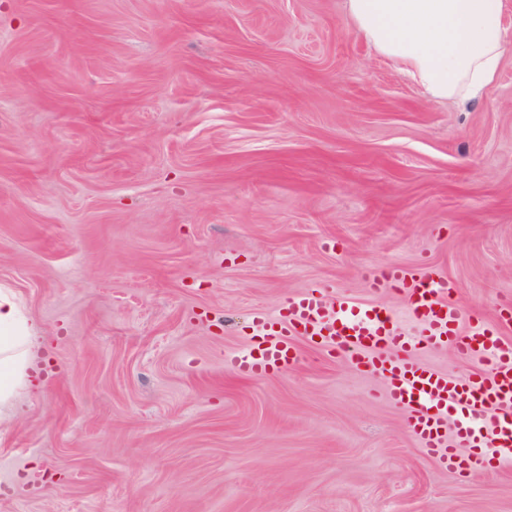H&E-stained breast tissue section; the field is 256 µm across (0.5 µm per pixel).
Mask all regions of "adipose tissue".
<instances>
[{"label": "adipose tissue", "instance_id": "1", "mask_svg": "<svg viewBox=\"0 0 512 512\" xmlns=\"http://www.w3.org/2000/svg\"><path fill=\"white\" fill-rule=\"evenodd\" d=\"M506 0H345L353 29L430 99L466 103L495 81ZM32 324L0 291V406L29 383Z\"/></svg>", "mask_w": 512, "mask_h": 512}]
</instances>
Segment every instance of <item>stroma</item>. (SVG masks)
<instances>
[{
  "label": "stroma",
  "mask_w": 512,
  "mask_h": 512,
  "mask_svg": "<svg viewBox=\"0 0 512 512\" xmlns=\"http://www.w3.org/2000/svg\"><path fill=\"white\" fill-rule=\"evenodd\" d=\"M390 264L512 301V46L446 104L342 0H0V287L36 326L0 512H512V465L442 469L350 359L227 361L310 288L417 332Z\"/></svg>",
  "instance_id": "35a3bbf8"
}]
</instances>
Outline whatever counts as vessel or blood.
<instances>
[{"label": "vessel or blood", "instance_id": "vessel-or-blood-1", "mask_svg": "<svg viewBox=\"0 0 512 512\" xmlns=\"http://www.w3.org/2000/svg\"><path fill=\"white\" fill-rule=\"evenodd\" d=\"M370 286L378 292L402 291L419 331L402 330L385 308L307 290L287 297L276 314L256 312L250 345L231 355L230 364L256 378L287 371L296 362L293 337H307L385 377L390 400L408 414L410 431L448 470L471 474L511 464L512 343L502 334L512 322L467 321L450 298L451 282L434 271L390 265L373 275ZM448 346L479 363V370L455 380L419 363L420 351ZM452 418L456 439L450 442L444 429ZM462 447L467 455H459Z\"/></svg>", "mask_w": 512, "mask_h": 512}]
</instances>
